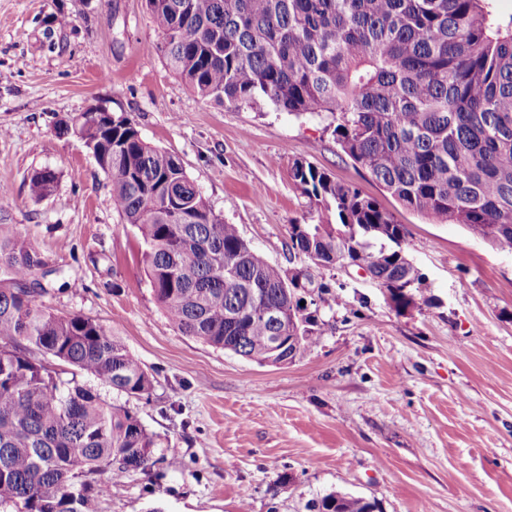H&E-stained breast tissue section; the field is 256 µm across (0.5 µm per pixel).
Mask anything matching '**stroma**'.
<instances>
[{
    "label": "stroma",
    "instance_id": "obj_1",
    "mask_svg": "<svg viewBox=\"0 0 512 512\" xmlns=\"http://www.w3.org/2000/svg\"><path fill=\"white\" fill-rule=\"evenodd\" d=\"M159 41L146 0H0V223L60 267L48 304L111 329L154 377L147 398L85 379L158 439L156 464L109 479L99 512H310L333 491L380 512H512V253L405 210L339 151L327 118L198 97ZM96 106L177 157L261 258L335 286L316 344L261 364L171 324L138 229L83 142L57 131ZM298 160L404 225L426 278L412 307L290 250L289 224L326 217L291 177ZM45 169L57 184L38 200L30 179Z\"/></svg>",
    "mask_w": 512,
    "mask_h": 512
}]
</instances>
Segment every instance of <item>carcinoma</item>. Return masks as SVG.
Wrapping results in <instances>:
<instances>
[{
	"instance_id": "carcinoma-1",
	"label": "carcinoma",
	"mask_w": 512,
	"mask_h": 512,
	"mask_svg": "<svg viewBox=\"0 0 512 512\" xmlns=\"http://www.w3.org/2000/svg\"><path fill=\"white\" fill-rule=\"evenodd\" d=\"M495 0H146L167 66L201 98L260 100L332 117L340 151L408 211L461 224L512 251V14ZM84 141L123 220L138 227L158 305L183 334L262 362L292 361L321 333L318 302L341 297L304 268L258 256L168 152L124 116L59 125ZM292 178L335 222L289 225L290 248L323 268L351 263L413 303L423 274L405 229L375 199L297 160ZM56 174L30 179L49 196ZM51 259L0 224V504L98 512L102 479L154 464L156 436L79 377L147 396L153 376L96 320L46 303ZM317 512H376L340 492Z\"/></svg>"
}]
</instances>
